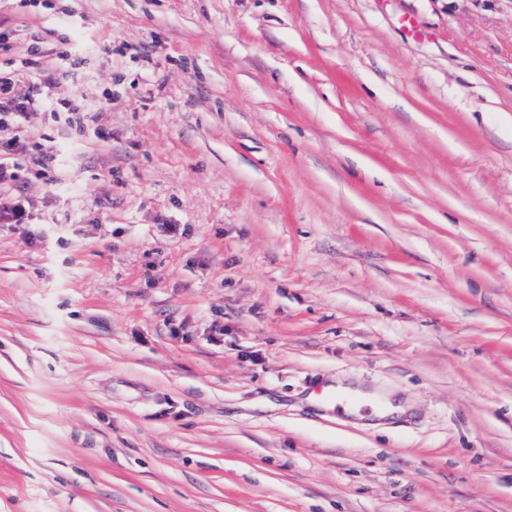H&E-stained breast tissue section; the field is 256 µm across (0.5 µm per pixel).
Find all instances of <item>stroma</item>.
I'll list each match as a JSON object with an SVG mask.
<instances>
[{"instance_id":"obj_1","label":"stroma","mask_w":512,"mask_h":512,"mask_svg":"<svg viewBox=\"0 0 512 512\" xmlns=\"http://www.w3.org/2000/svg\"><path fill=\"white\" fill-rule=\"evenodd\" d=\"M1 30L0 72L36 51L105 109L0 130L33 214L0 224V512H512V0Z\"/></svg>"}]
</instances>
